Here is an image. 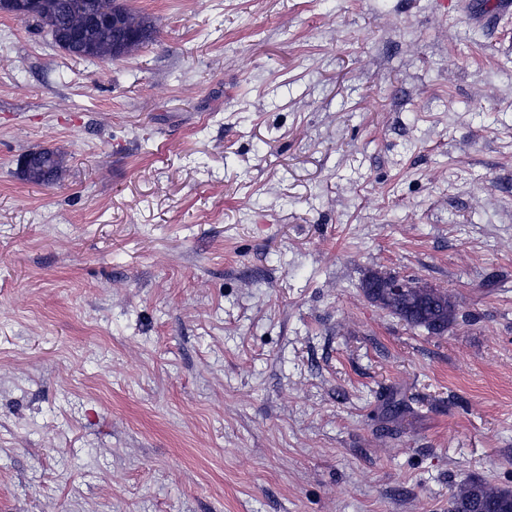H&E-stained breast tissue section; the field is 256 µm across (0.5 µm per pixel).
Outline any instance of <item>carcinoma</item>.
<instances>
[{"label": "carcinoma", "mask_w": 512, "mask_h": 512, "mask_svg": "<svg viewBox=\"0 0 512 512\" xmlns=\"http://www.w3.org/2000/svg\"><path fill=\"white\" fill-rule=\"evenodd\" d=\"M113 0H43L38 9L28 10L27 0H14L11 15L34 28L49 29L53 43L65 52L85 58L102 59L126 56L139 49L153 38V26L149 17L135 12L127 6L118 11L111 9ZM88 5L96 7L104 15L107 27L88 26L74 33L66 19L74 9ZM137 21V36L128 35L129 21ZM57 152L50 149L41 151L33 160V169L21 175L25 181L49 185L52 183L53 168L62 162L53 160ZM377 305L404 320L414 328H422L430 335H440L457 317L456 306L446 291L434 289L433 297L427 304L415 310L402 297L380 299ZM448 512H512V488L500 486L481 478H471L460 484L452 493Z\"/></svg>", "instance_id": "obj_1"}]
</instances>
